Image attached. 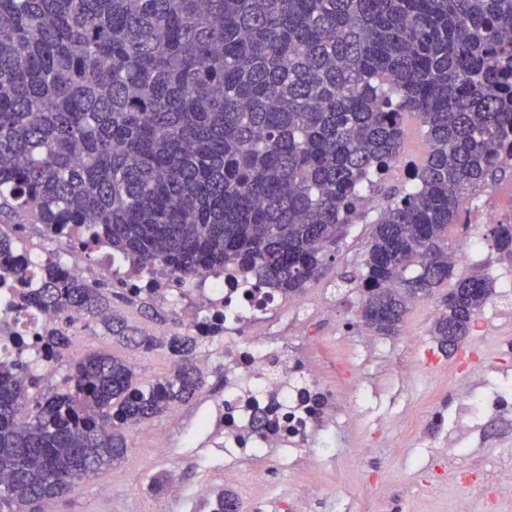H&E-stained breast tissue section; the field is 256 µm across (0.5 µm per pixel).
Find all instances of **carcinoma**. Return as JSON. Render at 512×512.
Wrapping results in <instances>:
<instances>
[{
  "label": "carcinoma",
  "mask_w": 512,
  "mask_h": 512,
  "mask_svg": "<svg viewBox=\"0 0 512 512\" xmlns=\"http://www.w3.org/2000/svg\"><path fill=\"white\" fill-rule=\"evenodd\" d=\"M512 0H0V224H89L112 252L194 280L237 267L290 298L384 191L358 307L392 336L453 276L448 225L505 172ZM414 115L428 145L383 190ZM491 247L512 258V224ZM492 281H456L431 333L462 340ZM35 308L99 321L131 349L164 348L144 383L101 352L42 339L63 387L0 361V512H42L120 463L127 432L190 401L200 340L147 334L112 293L48 260ZM224 489L200 512H239Z\"/></svg>",
  "instance_id": "cac0c4a2"
}]
</instances>
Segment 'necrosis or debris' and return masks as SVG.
<instances>
[{"label": "necrosis or debris", "mask_w": 512, "mask_h": 512, "mask_svg": "<svg viewBox=\"0 0 512 512\" xmlns=\"http://www.w3.org/2000/svg\"><path fill=\"white\" fill-rule=\"evenodd\" d=\"M43 235L67 244L66 270L91 282L118 289L129 301L151 297L169 308L177 327L200 336L224 367V391L209 401L205 413L210 433L220 435L226 455L225 483H235L242 464H249L254 483H262V461L271 450L302 449L324 458L326 436L336 427V410L346 385L343 365H327L284 343L279 336L255 337L249 328L265 323L285 301L268 288L250 287L240 273L217 269L185 281L166 270L148 274L129 256H114L106 240L93 238L90 249L78 247L82 232L43 228ZM15 252L0 258L4 267H21V277L0 278V355L20 359L32 370L43 369L41 338L58 323L55 314L25 306L22 298L36 287L46 261L31 248L25 230L16 233ZM399 426L444 437L450 454L477 428L471 404L448 412L434 404L425 415L408 411Z\"/></svg>", "instance_id": "4bbe7bcc"}]
</instances>
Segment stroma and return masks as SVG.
Instances as JSON below:
<instances>
[{"label":"stroma","mask_w":512,"mask_h":512,"mask_svg":"<svg viewBox=\"0 0 512 512\" xmlns=\"http://www.w3.org/2000/svg\"><path fill=\"white\" fill-rule=\"evenodd\" d=\"M376 218L372 210L349 225L322 275L293 298V315L303 328L288 329L292 342L302 347L308 336L323 338L327 354L346 364L349 381L341 404L359 408L361 417L355 423L341 421L333 436L334 455L315 468L284 466L270 458L264 484L241 476L235 490L242 512H455L461 504L467 512H512L511 501L499 502L494 490L475 489L466 477L484 465L512 460V425L484 415L481 433L468 442L462 462L438 437L398 426L401 414L426 413L435 398H444L452 409L512 380V287L503 285L505 275H512V260L489 248L483 261L456 266L455 278L489 276L495 292L453 356H445L431 334L450 290L446 284L411 306L397 335L376 337L375 349L366 353L357 341V285ZM91 351L127 359L144 381L172 367L166 350L127 349L93 325L86 326L82 347L69 355ZM406 361L416 367L407 383L395 373ZM200 369L206 384L191 401L133 430L120 464L86 480L71 496L46 503L43 512H198L199 486L211 494L224 487V459L201 448L198 424L207 400L224 385V371L214 360ZM158 438L167 443V453L157 452ZM156 477L178 484L182 497L154 493Z\"/></svg>","instance_id":"stroma-1"}]
</instances>
